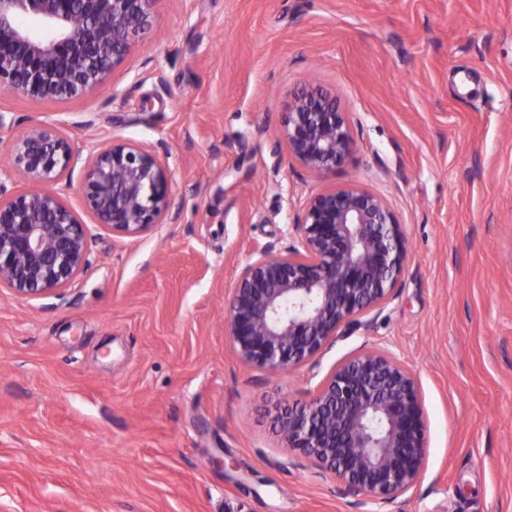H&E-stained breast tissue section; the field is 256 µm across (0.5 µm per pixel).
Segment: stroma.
<instances>
[{
	"label": "stroma",
	"mask_w": 512,
	"mask_h": 512,
	"mask_svg": "<svg viewBox=\"0 0 512 512\" xmlns=\"http://www.w3.org/2000/svg\"><path fill=\"white\" fill-rule=\"evenodd\" d=\"M305 88L355 140L325 179L276 146ZM33 125L73 139L76 180L114 140L164 157L180 218L119 236L72 187L88 265L58 296L0 288V512H512V0H156L109 84L0 91V164ZM349 184L401 226L392 298L317 360L245 365L224 331L242 268ZM368 348L415 374L428 459L360 506L277 418Z\"/></svg>",
	"instance_id": "35a3bbf8"
}]
</instances>
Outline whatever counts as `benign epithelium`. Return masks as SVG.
<instances>
[{"mask_svg": "<svg viewBox=\"0 0 512 512\" xmlns=\"http://www.w3.org/2000/svg\"><path fill=\"white\" fill-rule=\"evenodd\" d=\"M156 0H0V88L65 101L104 85L148 27ZM281 140L319 178L352 150L336 99L306 90L288 106ZM72 139L35 125L9 149L28 187L0 182V288L20 298L61 295L89 262L85 224L53 185H71ZM97 223L140 235L174 222L169 175L158 154L111 142L86 160L81 182ZM293 241L264 247L243 267L224 309L240 361L278 373L319 356L390 300L404 268L400 224L385 201L346 185L315 195ZM291 448L336 478L347 495L385 502L408 494L427 460L426 422L414 373L371 349L336 363L308 401L278 417Z\"/></svg>", "mask_w": 512, "mask_h": 512, "instance_id": "7a95c632", "label": "benign epithelium"}]
</instances>
